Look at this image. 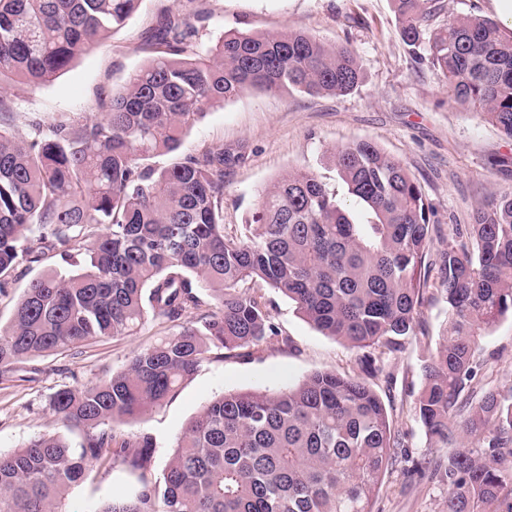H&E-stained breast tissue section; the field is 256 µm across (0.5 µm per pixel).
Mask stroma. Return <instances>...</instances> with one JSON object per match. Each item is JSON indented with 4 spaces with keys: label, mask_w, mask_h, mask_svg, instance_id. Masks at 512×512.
Instances as JSON below:
<instances>
[{
    "label": "stroma",
    "mask_w": 512,
    "mask_h": 512,
    "mask_svg": "<svg viewBox=\"0 0 512 512\" xmlns=\"http://www.w3.org/2000/svg\"><path fill=\"white\" fill-rule=\"evenodd\" d=\"M195 8L204 13L195 37L201 46L230 30H302L329 45L350 44L363 71L360 86L346 96L247 91L207 109L195 123L182 140L183 153L211 147L242 157L224 173L225 234L239 235L261 191L294 170L317 174L337 199L348 201L332 153L358 139L371 140L400 159L420 183L433 207L430 221L437 228L432 253L445 249L454 227L470 224L474 210L491 195L512 194V140L481 114L449 103L443 76L402 41L391 0H142L125 27L108 33L57 79L35 88H13L14 133L31 138L30 122L35 118L51 123L97 115L99 94L119 91L127 75L155 55L150 32L159 13ZM51 268L64 271L68 265L54 257L13 273L9 288L0 293V323L9 322L29 281ZM260 293L278 328V341L228 354L212 351L166 404L125 425L128 436L147 433L153 438L149 479L162 481L188 422L224 392H277L323 370L363 373L361 350L317 331L282 294L266 286ZM447 320L448 307L441 297L426 295L416 335L403 351L386 355L379 372L366 375L409 455L434 461L445 459L447 451L430 447L414 402L422 366L435 352ZM175 329V323L149 317L134 335L21 362L13 376L0 377V451L19 448L34 434L53 427L48 408L52 393L110 378L136 349ZM479 361L484 388L512 386V316L501 318L483 338ZM138 485L137 472L117 462L73 487L68 503L87 512ZM447 495L448 487L439 477L412 474L400 460L386 471L374 509L443 512Z\"/></svg>",
    "instance_id": "obj_1"
}]
</instances>
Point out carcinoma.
<instances>
[{
    "label": "carcinoma",
    "instance_id": "obj_1",
    "mask_svg": "<svg viewBox=\"0 0 512 512\" xmlns=\"http://www.w3.org/2000/svg\"><path fill=\"white\" fill-rule=\"evenodd\" d=\"M141 0H0V289L48 255L84 256L77 274L33 278L0 325V376L32 357L137 333L147 316L176 322L214 309L143 347L125 369L48 399L57 428L0 452V512H64L69 489L117 461L139 472L131 494L90 512H372L403 446L385 405L359 376L318 371L278 393L228 392L179 437L157 485L147 477L153 438L120 426L163 405L209 359L277 337L264 283L317 330L364 351L366 371L416 335L424 294L448 305L443 342L423 366L415 415L430 447L448 449L434 471L445 512H512V387L475 399L481 342L512 315V194L478 207L465 231L430 258L435 225L421 185L369 140L332 153L365 220L318 178L290 172L262 191L244 235L224 234V168L242 156L208 148L181 155L185 131L246 90L343 96L362 81L357 55L301 31H228L193 42L199 12L162 13L151 37L165 47L98 100L83 122L11 131L8 85L48 83ZM402 41L425 48L449 99L512 139V36L475 16L438 21L441 0H393ZM169 155L161 170L144 165ZM80 428L69 445L62 430ZM470 442L457 447L458 439Z\"/></svg>",
    "mask_w": 512,
    "mask_h": 512
}]
</instances>
